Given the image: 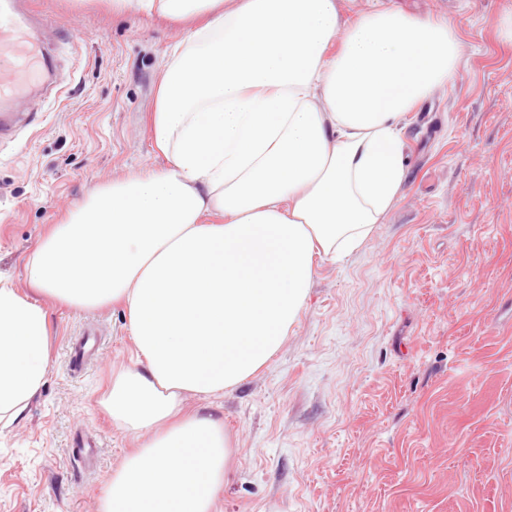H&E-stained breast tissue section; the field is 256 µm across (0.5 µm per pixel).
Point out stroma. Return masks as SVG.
<instances>
[{"mask_svg": "<svg viewBox=\"0 0 512 512\" xmlns=\"http://www.w3.org/2000/svg\"><path fill=\"white\" fill-rule=\"evenodd\" d=\"M383 3L450 20L457 76L407 113L396 201L351 255L318 259L277 354L233 391L186 399L232 440L217 512H512V0ZM35 7L55 75L16 106L35 123L0 140V275L21 290L50 225L112 178L165 166L148 119L186 29L107 0ZM44 306L51 364L0 430V512H98L138 444L100 404L135 359L128 312ZM82 439L94 455L77 462Z\"/></svg>", "mask_w": 512, "mask_h": 512, "instance_id": "35a3bbf8", "label": "stroma"}]
</instances>
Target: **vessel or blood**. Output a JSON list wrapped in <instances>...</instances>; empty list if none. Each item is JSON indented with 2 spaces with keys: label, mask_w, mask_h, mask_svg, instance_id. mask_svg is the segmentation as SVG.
I'll use <instances>...</instances> for the list:
<instances>
[{
  "label": "vessel or blood",
  "mask_w": 512,
  "mask_h": 512,
  "mask_svg": "<svg viewBox=\"0 0 512 512\" xmlns=\"http://www.w3.org/2000/svg\"><path fill=\"white\" fill-rule=\"evenodd\" d=\"M28 0H0V137L11 135L14 115L5 102L29 94L53 69Z\"/></svg>",
  "instance_id": "vessel-or-blood-1"
}]
</instances>
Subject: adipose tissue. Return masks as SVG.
<instances>
[{
    "mask_svg": "<svg viewBox=\"0 0 512 512\" xmlns=\"http://www.w3.org/2000/svg\"><path fill=\"white\" fill-rule=\"evenodd\" d=\"M192 27L158 82L150 134L164 167L113 180L52 225L29 295L0 278V426L45 384L48 320L123 303L136 364L102 402L141 439L99 512H216L232 452L186 397L236 388L280 350L319 256L358 249L406 172L402 118L453 80L450 21L380 0L337 41L336 0H110Z\"/></svg>",
    "mask_w": 512,
    "mask_h": 512,
    "instance_id": "1",
    "label": "adipose tissue"
}]
</instances>
